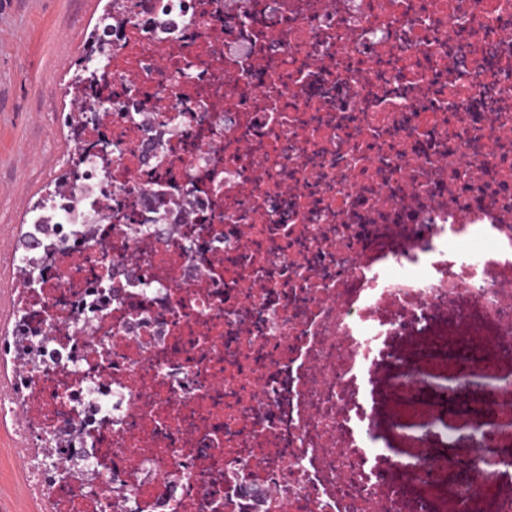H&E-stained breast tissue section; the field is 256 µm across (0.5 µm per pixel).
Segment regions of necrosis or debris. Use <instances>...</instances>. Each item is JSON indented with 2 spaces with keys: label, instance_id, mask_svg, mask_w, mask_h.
<instances>
[{
  "label": "necrosis or debris",
  "instance_id": "1",
  "mask_svg": "<svg viewBox=\"0 0 512 512\" xmlns=\"http://www.w3.org/2000/svg\"><path fill=\"white\" fill-rule=\"evenodd\" d=\"M97 89L74 144H110L111 183L87 170L13 255L43 363L0 419L48 512H439L460 469L454 512H512V0H135ZM402 336L489 379L443 402L468 457L440 428L372 446Z\"/></svg>",
  "mask_w": 512,
  "mask_h": 512
}]
</instances>
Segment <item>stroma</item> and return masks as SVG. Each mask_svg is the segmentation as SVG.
Wrapping results in <instances>:
<instances>
[{
  "mask_svg": "<svg viewBox=\"0 0 512 512\" xmlns=\"http://www.w3.org/2000/svg\"><path fill=\"white\" fill-rule=\"evenodd\" d=\"M107 0H0V240L29 223L34 202L64 170L73 152L65 125V87L85 53ZM400 366L376 372L374 428L384 445L417 450L392 425ZM13 428L0 424V512H43L25 491V468L8 459Z\"/></svg>",
  "mask_w": 512,
  "mask_h": 512,
  "instance_id": "stroma-1",
  "label": "stroma"
}]
</instances>
